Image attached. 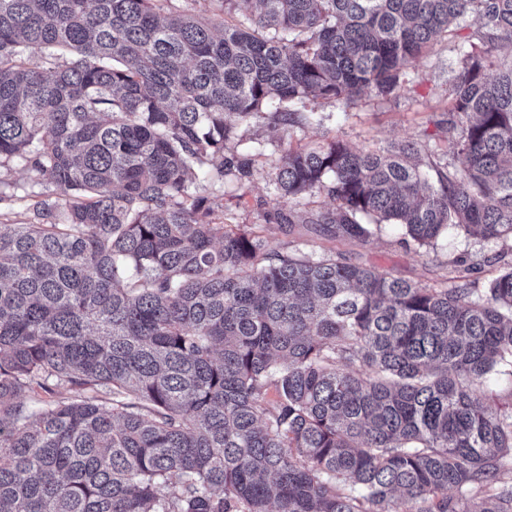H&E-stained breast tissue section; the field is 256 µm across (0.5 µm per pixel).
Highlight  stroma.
<instances>
[{
  "label": "stroma",
  "mask_w": 512,
  "mask_h": 512,
  "mask_svg": "<svg viewBox=\"0 0 512 512\" xmlns=\"http://www.w3.org/2000/svg\"><path fill=\"white\" fill-rule=\"evenodd\" d=\"M462 35H444L429 46L422 56L402 76L394 93L383 96L373 90L363 91L350 105L321 104L307 100L297 104L298 112L317 113L319 120L297 131L301 143L318 145L339 139L357 147L379 148L413 140L440 152L448 148V81L460 61ZM242 151L257 156V171L246 186L226 183L214 190L212 197L224 209L228 224H258L270 249L287 250L289 244L317 255L342 252L350 262L373 266L392 277L406 280L419 287L436 285L448 276L447 262L456 257L481 254L486 258L481 268L472 274L476 288H486L498 274L501 264L497 257L506 252L502 242L474 243L464 235L448 233L433 246L415 248L402 242L399 226H385L381 233L366 243H336L302 225L292 229L266 222L267 212L274 205L270 199V163L275 158L274 145L282 132L269 115H261L242 128Z\"/></svg>",
  "instance_id": "obj_1"
}]
</instances>
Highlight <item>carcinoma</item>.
Here are the masks:
<instances>
[{"label":"carcinoma","instance_id":"1","mask_svg":"<svg viewBox=\"0 0 512 512\" xmlns=\"http://www.w3.org/2000/svg\"><path fill=\"white\" fill-rule=\"evenodd\" d=\"M163 2L0 0V170L65 197L62 219L0 213V512H512V410L483 395L512 368V264L420 288L272 250L208 194L252 180V119L291 140L298 102L390 94L473 16L448 89L463 166L290 145L274 219L512 242V0H243L249 27ZM316 194L334 207L293 209ZM0 179L2 182L6 183V186L3 184L2 187L0 186V191L1 189L2 191H6L7 195H10V187H7V184H15L26 188H30L34 184L31 172L25 167L24 163L21 162L16 163L8 172L2 171Z\"/></svg>","mask_w":512,"mask_h":512}]
</instances>
